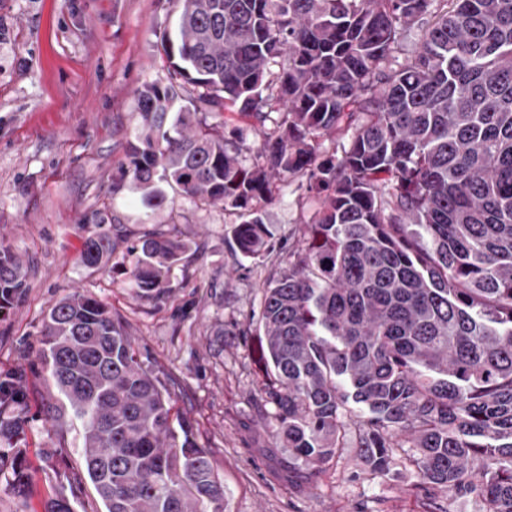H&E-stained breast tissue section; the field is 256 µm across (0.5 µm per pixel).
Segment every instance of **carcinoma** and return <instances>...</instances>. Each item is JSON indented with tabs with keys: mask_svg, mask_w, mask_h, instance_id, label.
Here are the masks:
<instances>
[{
	"mask_svg": "<svg viewBox=\"0 0 512 512\" xmlns=\"http://www.w3.org/2000/svg\"><path fill=\"white\" fill-rule=\"evenodd\" d=\"M182 0L164 80L134 91V138L112 192L155 213L171 190L221 204L245 257L268 255L257 208L299 176L318 200L288 270L263 287L258 337L273 434L310 480L354 444L371 471L396 451L421 484L512 512V0ZM427 25L419 51L395 53ZM249 113L255 142L209 116ZM277 117H271V113ZM349 119L341 156L320 139ZM80 255L112 256L96 225ZM185 244L159 227L128 241L138 299L172 290ZM26 273L0 249V314ZM52 389L44 420L82 428L85 473L104 512H224V483L176 393L125 321L74 293L47 313L28 366L0 378V472L22 492L26 369ZM368 416L353 414L350 404ZM43 512H73L59 490ZM422 30L420 25H413L404 31L396 53L399 62H404L406 59L415 55L419 50L423 34Z\"/></svg>",
	"mask_w": 512,
	"mask_h": 512,
	"instance_id": "1",
	"label": "carcinoma"
}]
</instances>
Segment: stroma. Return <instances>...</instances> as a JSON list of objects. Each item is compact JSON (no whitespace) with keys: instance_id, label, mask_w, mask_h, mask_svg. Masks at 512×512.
I'll return each instance as SVG.
<instances>
[{"instance_id":"1","label":"stroma","mask_w":512,"mask_h":512,"mask_svg":"<svg viewBox=\"0 0 512 512\" xmlns=\"http://www.w3.org/2000/svg\"><path fill=\"white\" fill-rule=\"evenodd\" d=\"M178 16L175 0H0V244L21 260L28 282L0 317V372L38 347L52 304L89 293L125 319L152 367L174 381L178 407L224 479V512H427L416 472L398 456L375 476L358 449L345 448L315 481L289 477L272 418L254 405L261 379L243 330L258 321L263 284L287 268L294 235L317 208L304 179L274 181L261 203L276 234L263 258L229 246L232 210L177 197L158 215L189 245L173 271L175 289L153 301L132 294L122 236L147 216L113 195L112 174L133 135L134 89L167 76L162 43ZM97 217L118 243L106 264L91 268L80 253ZM25 387L29 423L18 458L28 486L15 495L0 475V512H42L43 500L83 469L78 430L57 436L40 415L42 377L28 374ZM58 446L62 456L48 464Z\"/></svg>"}]
</instances>
